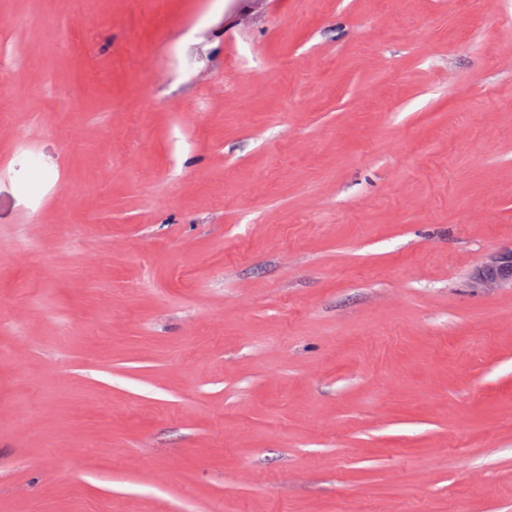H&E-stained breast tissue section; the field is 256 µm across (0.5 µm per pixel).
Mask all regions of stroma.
<instances>
[{"label":"stroma","mask_w":512,"mask_h":512,"mask_svg":"<svg viewBox=\"0 0 512 512\" xmlns=\"http://www.w3.org/2000/svg\"><path fill=\"white\" fill-rule=\"evenodd\" d=\"M0 61V512H512V0H0Z\"/></svg>","instance_id":"1"}]
</instances>
